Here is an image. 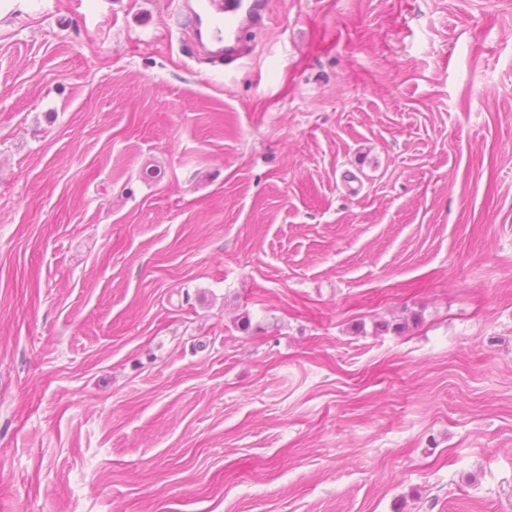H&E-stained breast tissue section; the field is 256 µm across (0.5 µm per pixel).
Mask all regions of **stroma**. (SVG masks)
Wrapping results in <instances>:
<instances>
[{
	"instance_id": "1",
	"label": "stroma",
	"mask_w": 512,
	"mask_h": 512,
	"mask_svg": "<svg viewBox=\"0 0 512 512\" xmlns=\"http://www.w3.org/2000/svg\"><path fill=\"white\" fill-rule=\"evenodd\" d=\"M0 0V512H512V0ZM198 45L214 57L234 55L242 32L270 19L267 0H194L185 2Z\"/></svg>"
}]
</instances>
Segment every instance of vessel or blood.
I'll use <instances>...</instances> for the list:
<instances>
[{"mask_svg": "<svg viewBox=\"0 0 512 512\" xmlns=\"http://www.w3.org/2000/svg\"><path fill=\"white\" fill-rule=\"evenodd\" d=\"M185 15L200 48L215 57L235 54L242 32L270 19L268 0H187Z\"/></svg>", "mask_w": 512, "mask_h": 512, "instance_id": "obj_1", "label": "vessel or blood"}]
</instances>
